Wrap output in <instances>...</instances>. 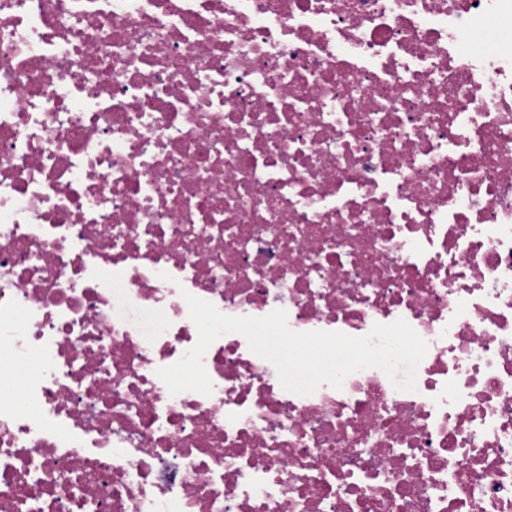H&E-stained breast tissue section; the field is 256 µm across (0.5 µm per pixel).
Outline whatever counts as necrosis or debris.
<instances>
[{
	"mask_svg": "<svg viewBox=\"0 0 512 512\" xmlns=\"http://www.w3.org/2000/svg\"><path fill=\"white\" fill-rule=\"evenodd\" d=\"M0 512H512V0H0Z\"/></svg>",
	"mask_w": 512,
	"mask_h": 512,
	"instance_id": "1",
	"label": "necrosis or debris"
}]
</instances>
